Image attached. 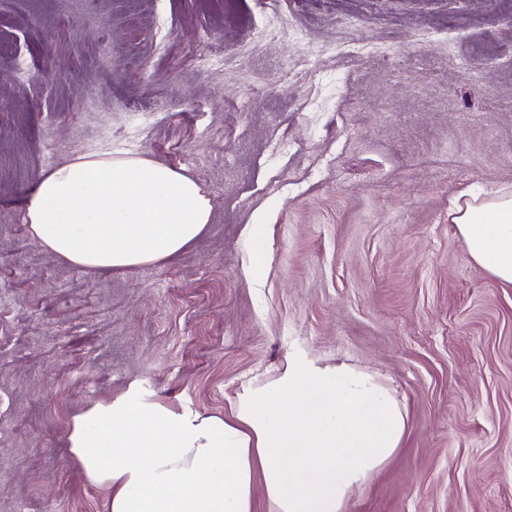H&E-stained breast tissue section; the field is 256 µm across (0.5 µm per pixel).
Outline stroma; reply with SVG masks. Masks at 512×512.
Masks as SVG:
<instances>
[{
	"instance_id": "35a3bbf8",
	"label": "stroma",
	"mask_w": 512,
	"mask_h": 512,
	"mask_svg": "<svg viewBox=\"0 0 512 512\" xmlns=\"http://www.w3.org/2000/svg\"><path fill=\"white\" fill-rule=\"evenodd\" d=\"M99 153L194 178L200 238L102 274L37 243L40 175ZM471 185L512 197V22L482 0H0V512H109L67 448L94 404L224 416L294 356L407 415L342 512H512V283L449 219Z\"/></svg>"
}]
</instances>
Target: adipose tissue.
<instances>
[{"label": "adipose tissue", "instance_id": "obj_1", "mask_svg": "<svg viewBox=\"0 0 512 512\" xmlns=\"http://www.w3.org/2000/svg\"><path fill=\"white\" fill-rule=\"evenodd\" d=\"M25 222L45 248L98 273L175 258L212 204L190 176L154 159L74 156L39 178ZM471 258L512 283V198L456 205ZM406 414L372 374L289 359L243 387L229 418L146 400L138 388L77 418L68 448L110 512H341L351 489L399 448Z\"/></svg>", "mask_w": 512, "mask_h": 512}]
</instances>
